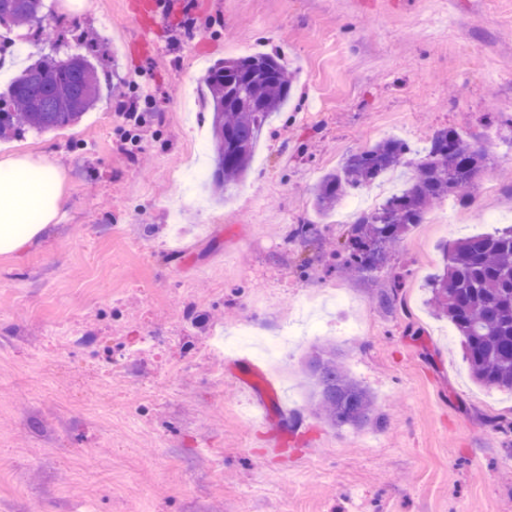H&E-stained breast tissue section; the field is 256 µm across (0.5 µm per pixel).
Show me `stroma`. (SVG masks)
<instances>
[{
    "mask_svg": "<svg viewBox=\"0 0 512 512\" xmlns=\"http://www.w3.org/2000/svg\"><path fill=\"white\" fill-rule=\"evenodd\" d=\"M90 2L47 0L17 63L93 32L99 102L75 125L0 139V153L48 154L66 195L38 242L0 254V512H512L498 426L512 393L473 379L427 303L447 241L512 225V0H188L162 23L148 0ZM262 52L281 54L293 97L224 199L207 185L187 199L171 176L210 163L206 69ZM122 90L149 105L136 126L106 109ZM446 128L488 150L487 193L441 201L380 268L345 273L356 213L318 211V177ZM339 289L348 308L324 307V330L279 368L245 352L278 403L251 422L224 335L253 318L274 335ZM326 345L384 426L316 413L305 360Z\"/></svg>",
    "mask_w": 512,
    "mask_h": 512,
    "instance_id": "35a3bbf8",
    "label": "stroma"
}]
</instances>
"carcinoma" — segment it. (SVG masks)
Here are the masks:
<instances>
[{"label":"carcinoma","mask_w":512,"mask_h":512,"mask_svg":"<svg viewBox=\"0 0 512 512\" xmlns=\"http://www.w3.org/2000/svg\"><path fill=\"white\" fill-rule=\"evenodd\" d=\"M44 0H0V22L43 25ZM54 49L28 64L0 93V137L21 136L75 124L100 96V75L89 54ZM203 83L211 117L213 185L225 192L250 168L254 149L272 114L290 97L293 81L281 58L254 54L213 65ZM489 154L453 129H442L427 154L389 139L350 155L316 188L318 210L327 212L350 193L373 184L390 169L412 168V183L356 221L343 264L361 267L372 247L401 238L423 223L430 208L450 196L468 201ZM433 313L454 326L472 377L512 392V226L492 234L460 237L442 247V266L430 282ZM316 387L314 407L333 427H380L373 395L344 369L336 349L317 350L309 361Z\"/></svg>","instance_id":"cac0c4a2"}]
</instances>
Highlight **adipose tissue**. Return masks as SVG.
I'll return each mask as SVG.
<instances>
[{
	"label": "adipose tissue",
	"mask_w": 512,
	"mask_h": 512,
	"mask_svg": "<svg viewBox=\"0 0 512 512\" xmlns=\"http://www.w3.org/2000/svg\"><path fill=\"white\" fill-rule=\"evenodd\" d=\"M63 169L46 156H0V254H18L54 223L63 207Z\"/></svg>",
	"instance_id": "adipose-tissue-1"
}]
</instances>
